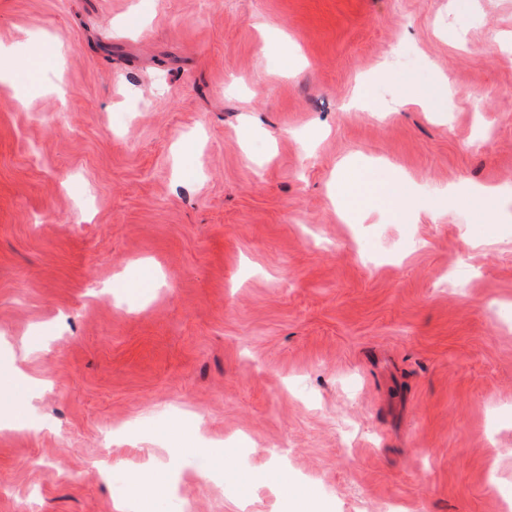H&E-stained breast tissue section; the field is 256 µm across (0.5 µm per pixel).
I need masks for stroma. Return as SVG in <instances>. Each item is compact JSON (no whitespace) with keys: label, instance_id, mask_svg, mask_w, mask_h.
<instances>
[{"label":"stroma","instance_id":"1","mask_svg":"<svg viewBox=\"0 0 512 512\" xmlns=\"http://www.w3.org/2000/svg\"><path fill=\"white\" fill-rule=\"evenodd\" d=\"M510 37L512 0H0V512H133L145 470L155 512H512V202L425 208L512 182ZM410 187L404 180L396 179L381 186H363V191L370 196L369 202L376 201L378 204L386 203L393 207L394 202L401 198V192ZM1 415L3 416L2 420ZM0 428L9 430H24L29 428L27 421L18 411V403L13 394L1 393Z\"/></svg>","mask_w":512,"mask_h":512}]
</instances>
